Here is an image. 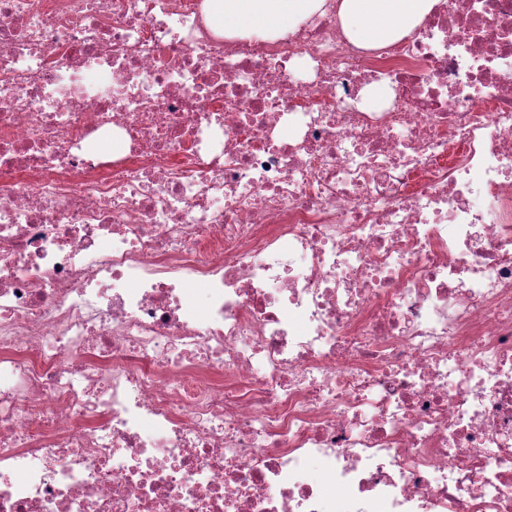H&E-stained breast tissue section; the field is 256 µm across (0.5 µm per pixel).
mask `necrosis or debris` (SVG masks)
<instances>
[{"label": "necrosis or debris", "mask_w": 512, "mask_h": 512, "mask_svg": "<svg viewBox=\"0 0 512 512\" xmlns=\"http://www.w3.org/2000/svg\"><path fill=\"white\" fill-rule=\"evenodd\" d=\"M204 4L0 0V512H512V0ZM326 0H206L212 31L224 37L282 36L311 19ZM435 0H340L338 17L355 45L372 47L380 38L408 35L431 10Z\"/></svg>", "instance_id": "necrosis-or-debris-1"}]
</instances>
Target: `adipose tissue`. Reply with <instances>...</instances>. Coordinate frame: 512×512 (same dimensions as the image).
Listing matches in <instances>:
<instances>
[{"label":"adipose tissue","mask_w":512,"mask_h":512,"mask_svg":"<svg viewBox=\"0 0 512 512\" xmlns=\"http://www.w3.org/2000/svg\"><path fill=\"white\" fill-rule=\"evenodd\" d=\"M325 0H206L212 31L224 37L275 38L293 31L318 13ZM435 0H339L337 12L346 36L355 45L408 35Z\"/></svg>","instance_id":"adipose-tissue-1"}]
</instances>
